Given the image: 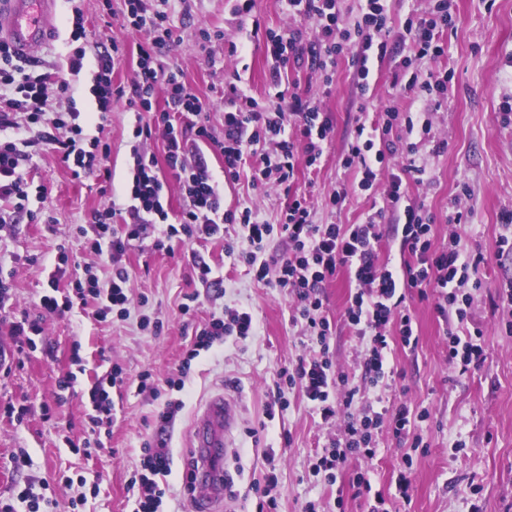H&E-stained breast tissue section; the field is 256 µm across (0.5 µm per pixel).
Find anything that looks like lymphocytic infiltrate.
Segmentation results:
<instances>
[{"label":"lymphocytic infiltrate","instance_id":"lymphocytic-infiltrate-1","mask_svg":"<svg viewBox=\"0 0 512 512\" xmlns=\"http://www.w3.org/2000/svg\"><path fill=\"white\" fill-rule=\"evenodd\" d=\"M338 0H287L289 13L312 20L313 40H304L301 31L265 30L263 44L276 59L277 69L271 79L276 93L266 102H258L239 86L240 75L224 83V134L214 135L202 116L206 102L179 78L176 63L161 64L164 48L175 41L170 16L163 11L149 12L146 0H124L123 20L136 30L146 31L145 41L137 43V70L128 86L112 84L110 57L121 56L120 47L111 54L96 56L95 84L92 92L100 113L110 110L113 97L127 98L134 112L132 177L125 188L124 207L109 204L95 211L88 224L78 225L77 233L85 238L96 255H109L112 276L100 283L97 276L87 275L74 281L71 292L43 295V316L61 315L75 302L95 300L99 319H106L114 309L128 304L129 275L120 260L130 243L152 238L155 250L172 251L174 243L194 239H218L226 227L240 224L238 241L227 242L225 251L247 264L257 281L296 295L299 305L292 317L309 336L313 355L281 368L278 377L288 388L299 390L330 421L346 412L343 439L326 447L316 463L317 470L335 473L345 470L350 461L376 455L373 434L385 429L396 438H407L416 415L407 404L374 410L373 406L356 409L360 388L343 373L333 370L330 341L331 322L324 313L321 290L340 270L353 274L357 290L342 315L364 349L363 377L377 386L387 374V359L394 342L414 346L418 338L413 317L406 303L407 292L419 299L433 297L436 312L443 317L455 316L448 326V360L461 371L478 366L484 358L481 329H468L470 297L467 287H480L477 276L481 257L468 254L460 235H452L447 246L436 248L431 242L433 219L423 207L407 204L409 182L432 181L427 166L420 162L421 142L406 145V161L391 174L387 199L392 207L403 210L400 244L408 259L400 270H393L379 260L383 240V210L366 215L358 224H318L306 196L294 193L298 165L318 166L323 145L332 130V120L321 112L312 99L291 91L290 68L307 66L324 85L333 82L338 58L352 54L359 64V81H367L369 64L384 60L391 53L412 47L415 55H441L439 32L452 24L447 0H437L426 16H409L403 29L412 34V42L390 37V18L384 0H366V8L353 26L340 24ZM64 78L32 70L28 60L18 58L13 48L0 42V200L9 202L11 212L0 210V224H12L26 213L31 183L28 179L30 149L35 144L52 147L70 164L74 178L97 172L111 180V147L101 139L85 140V117L76 107L59 112L51 105L52 93L66 94ZM164 92L165 106L157 108L156 94ZM405 125L407 132L428 134L429 121L415 123L411 113L398 107L384 108L380 115V134L367 132L357 124V135L343 158L346 167L357 168L358 190H372L388 155L393 152L389 138L394 126ZM161 137L165 159L157 161L148 154L145 143ZM217 151L224 160V175L237 179L244 163H251V181L256 185L275 183L288 194V203L278 224L260 221L251 207L233 212L224 208V186L213 175L206 157L207 150ZM167 167L178 182L186 204L177 215H170L165 196V181L160 167ZM127 214L122 229H115L117 215ZM280 236L287 251L275 261L262 259L264 244L271 236ZM255 319L250 311L232 309L225 316L212 318L194 332V344L187 353L195 358L209 348L214 339L230 334L245 338L253 335ZM172 410L156 418V437L145 441L140 470L130 479V488L139 493L138 512H159L166 493L159 481L171 471L172 455L167 431L173 421Z\"/></svg>","mask_w":512,"mask_h":512}]
</instances>
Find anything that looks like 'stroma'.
<instances>
[{"mask_svg":"<svg viewBox=\"0 0 512 512\" xmlns=\"http://www.w3.org/2000/svg\"><path fill=\"white\" fill-rule=\"evenodd\" d=\"M453 24L441 36L444 52L438 57L411 59L412 70L451 72L442 101L425 97L409 103L394 84L400 66L396 57L375 65L368 78L369 91L359 96L356 67L351 56L338 59L331 86L312 78L304 67L289 74L297 91L311 98L332 118V131L316 170L299 168L295 189L311 201L319 224L362 222L372 206H385L388 172L381 173L372 194L352 190L356 169L344 168L342 157L355 131L363 102L371 113L387 106L427 113L431 122V149L424 159L434 174L429 183H409L407 202L424 206L433 218V243L446 246L456 212L468 213L458 229L462 244L482 254L480 287L470 289V312L483 332L485 359L460 373L448 362L446 321L433 300L412 299L415 349L396 347L391 361L394 375L385 388L369 391L383 405L400 402L427 409L414 432L423 446L392 434L376 435L372 462H353L336 484H328L311 466L329 443L342 437L346 415L324 423L318 411L298 390L287 391L284 407L270 408V390L277 372L308 354L309 345L292 321L296 297L255 280L248 267L229 257L220 239H200L175 246L173 253L154 250L150 241L134 242L122 258L129 275L127 318L110 314L96 319L91 307L74 306L63 315L39 319V300L49 292L48 275L59 252H66V273L60 289L84 277L94 266L100 279L112 274L111 263L90 253L77 225L87 223L93 211L122 195L129 177L133 116L126 99L113 100L105 120L95 117L92 93L95 73L83 70L70 76L68 61L76 44L71 38L72 11L81 9L89 44L125 45L126 54L114 62L112 80L130 81L137 68V42L141 32L124 23L123 0H57V30L33 57L42 69L70 78L69 94L80 111L91 113L84 126L86 137H102L111 146L112 184L97 175L75 180L60 153L44 146L34 154L29 173L43 195L31 196L29 207L37 221L0 228V280L9 291L0 302V499L15 496L25 486L44 490L47 497L66 502L85 495L83 512H134L135 498L128 480L141 465V446L155 432V416L168 402L182 401L170 430L172 472L161 512H192V494L185 488L192 420L206 398L227 389L240 402L234 446L224 456V475L232 482L220 512H258L252 482L264 472V453L277 459V512H330L342 499L341 512H372L376 495H383L387 512H512V307L503 303L500 290L512 282V253L499 250L501 237L512 238V224L502 221L512 210V0H450ZM154 9H166L178 40L165 49L163 60H176L181 80L209 105V124L216 136L224 134V76L240 72L248 95L266 100L272 95L270 75L275 62L261 39L251 38L253 21L262 28H298L313 36L310 20L289 15L284 0H254L251 13L238 12L236 0H150ZM202 28L220 29L224 38L201 42ZM246 42L245 51L231 54L230 43ZM351 190L341 211L327 202L341 187ZM288 199L272 184L253 186L248 171L238 181L224 184V207H251L261 220L278 223ZM222 270L221 291L204 288L196 259ZM355 289L347 273H339L322 290L324 310L336 333L330 351L334 366L359 378L362 347L344 327L341 315ZM198 300L191 315L181 313L188 296ZM251 310L254 336H226L193 360L185 355L197 327L224 308ZM162 322L161 331L144 329L141 317ZM39 320L35 347L16 352L14 326ZM81 364H74L73 355ZM123 370L125 382L112 388V411L103 426L110 434L97 454L72 452L67 440L82 441L94 407L89 389L97 375L112 365ZM151 370L160 382L159 393L139 391L136 376ZM74 373L71 389L57 386L59 376ZM182 378L174 390L168 378ZM25 407L23 420L8 418L3 409ZM28 453L26 467L15 468L13 458ZM412 466H405V459ZM410 469L412 497L395 505L392 496L400 471ZM365 473L370 489L354 486L357 473Z\"/></svg>","mask_w":512,"mask_h":512,"instance_id":"1","label":"stroma"}]
</instances>
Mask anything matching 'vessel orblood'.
<instances>
[{"instance_id":"1","label":"vessel or blood","mask_w":512,"mask_h":512,"mask_svg":"<svg viewBox=\"0 0 512 512\" xmlns=\"http://www.w3.org/2000/svg\"><path fill=\"white\" fill-rule=\"evenodd\" d=\"M0 25L15 51L30 55L56 28L55 0H8ZM235 427L234 402L223 391L205 401L193 422L195 512H214L224 500V455Z\"/></svg>"}]
</instances>
